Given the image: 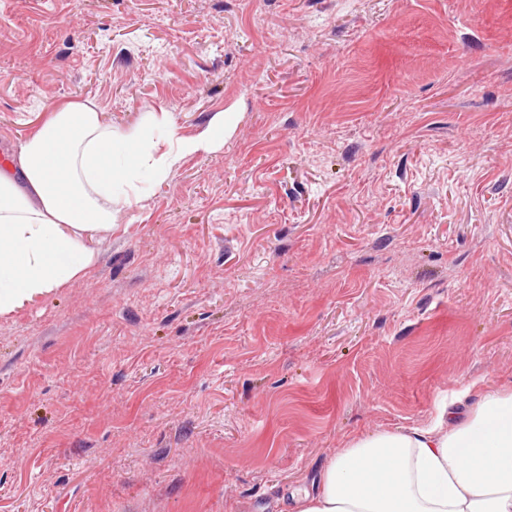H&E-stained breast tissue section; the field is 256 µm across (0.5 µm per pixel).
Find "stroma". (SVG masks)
Returning a JSON list of instances; mask_svg holds the SVG:
<instances>
[{
	"instance_id": "1",
	"label": "stroma",
	"mask_w": 512,
	"mask_h": 512,
	"mask_svg": "<svg viewBox=\"0 0 512 512\" xmlns=\"http://www.w3.org/2000/svg\"><path fill=\"white\" fill-rule=\"evenodd\" d=\"M84 101L228 126L0 316V512H284L512 390V0H0V163Z\"/></svg>"
}]
</instances>
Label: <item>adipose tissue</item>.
I'll list each match as a JSON object with an SVG mask.
<instances>
[{
  "instance_id": "ef3b65f1",
  "label": "adipose tissue",
  "mask_w": 512,
  "mask_h": 512,
  "mask_svg": "<svg viewBox=\"0 0 512 512\" xmlns=\"http://www.w3.org/2000/svg\"><path fill=\"white\" fill-rule=\"evenodd\" d=\"M224 142V116L182 138L114 132L92 102L52 112L0 168V315L81 278L112 229L113 206L161 181L183 155ZM462 387L431 425L352 441L291 512H512V392L458 408Z\"/></svg>"
}]
</instances>
